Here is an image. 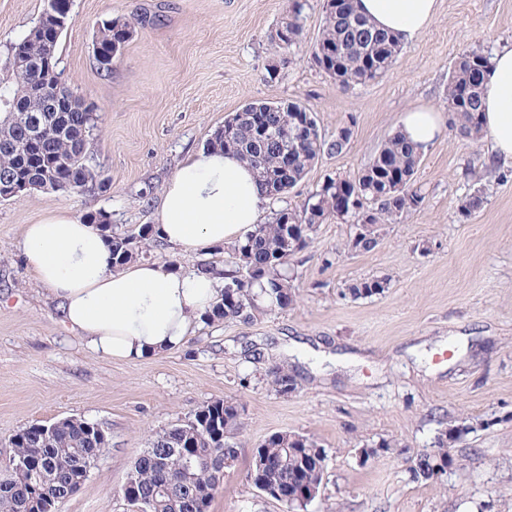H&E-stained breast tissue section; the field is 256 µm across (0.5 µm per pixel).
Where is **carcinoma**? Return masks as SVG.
Segmentation results:
<instances>
[{
	"label": "carcinoma",
	"mask_w": 512,
	"mask_h": 512,
	"mask_svg": "<svg viewBox=\"0 0 512 512\" xmlns=\"http://www.w3.org/2000/svg\"><path fill=\"white\" fill-rule=\"evenodd\" d=\"M306 2L292 0L281 28L297 44L306 21ZM66 14L43 11L37 24L22 38L0 54V176H12L37 184L43 191L60 193L90 192L99 175L92 166L91 137L97 129L99 115L94 103L81 97L66 112L51 114L46 140L41 149H29V121L38 103L27 96L26 82L7 65L10 51H19L40 60L44 38L59 44L67 29ZM131 33L128 21L104 19L98 25L94 59L101 72L112 71L109 55L113 44L127 41ZM329 51L335 68L333 80L342 89L363 85L385 74L395 63L401 43L391 34L380 31L361 15L355 0L339 9L324 10L321 36L313 53ZM448 74V111L452 127L463 140L478 138L482 100L486 85L475 74H486L490 53L479 49L461 53ZM42 90L50 92L61 80L57 58L40 74ZM259 113L260 125L270 131H284L293 124V113L307 108L295 102H252L241 108L243 114L230 131L214 133L209 145L237 155L254 165L257 153L256 127L247 112ZM350 139L327 141L324 137H307L290 144L272 143L265 148L266 172L277 176L270 182L261 177L258 183L271 199L277 200L302 180L315 161L324 153H340ZM422 152L410 145L401 133H394L371 161L353 176L328 177L313 201L300 210L282 208L274 211L271 221L261 223L234 246V265L224 274V298L204 315L207 321L239 320L244 323L272 309H285L292 303V287L283 273L288 259L303 249L299 240L311 237L317 227L332 219L353 218L369 224L371 230L349 242L353 250L369 251L377 244V228L397 217L420 208L424 196L415 188ZM115 264L122 266L142 254V245L132 233L114 232L108 236ZM387 279L360 281L349 288L356 298H371L384 292ZM272 388L281 394L295 385L284 368L274 365L267 371ZM242 425V406L232 400H215L198 409L188 422L175 425L154 437L152 447L163 450L176 444L188 431L195 441L192 466L184 470L177 458L166 470L154 461L155 453L142 455L133 466L140 496L152 501L147 512H183V505L194 499L212 496L219 488L214 475V449L231 448L230 439ZM462 432L449 429L438 435L433 462L448 463V445L460 440ZM15 450L8 461L0 464V512H43L47 497L77 490L86 480L81 460L99 456L104 447L92 445L82 423H59L45 434L14 441ZM316 441L296 433L281 432L265 439L260 447L266 466H252L247 471L249 485L261 490L264 484H286L293 490L309 482L321 485L327 457L316 454ZM26 459H35L55 476L53 486H37L30 471L21 467Z\"/></svg>",
	"instance_id": "1"
}]
</instances>
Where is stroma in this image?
<instances>
[{"mask_svg": "<svg viewBox=\"0 0 512 512\" xmlns=\"http://www.w3.org/2000/svg\"><path fill=\"white\" fill-rule=\"evenodd\" d=\"M323 3L308 0L300 42L288 49L275 32L290 0H70L57 55L66 86L98 109L91 151L103 186L0 201V462L34 423L76 417L109 437L57 512H133L121 487L153 437L224 398L243 405L244 425L236 465L209 512H286L246 482L255 448L285 431L328 454L308 512H512V161L493 159L487 141L465 143L445 130L422 153L421 209L382 225L373 250L349 249L355 224L319 225L289 260L288 308L249 324L198 321L182 347L149 361L93 351L24 263L26 226L53 208L81 218L105 212L119 233L156 225L178 163L251 101L305 105L329 140L352 130L342 153L323 154L268 204L302 207L327 176L369 163L407 110L447 112L448 73L463 51L512 44V0H438L436 18L386 74L343 90L311 53ZM43 5L0 0V49L28 33ZM111 17L131 21L132 31L106 74L94 61L93 32ZM477 189L482 207L463 213ZM231 251L164 244L146 257L192 271L224 264ZM375 278L389 283L382 294L351 296L350 286ZM275 364L293 374L292 393L269 385ZM458 425L467 431L443 479H414L416 459ZM387 439L396 448L381 450ZM367 448L374 456H364Z\"/></svg>", "mask_w": 512, "mask_h": 512, "instance_id": "1", "label": "stroma"}]
</instances>
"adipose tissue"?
Segmentation results:
<instances>
[{"label":"adipose tissue","instance_id":"1","mask_svg":"<svg viewBox=\"0 0 512 512\" xmlns=\"http://www.w3.org/2000/svg\"><path fill=\"white\" fill-rule=\"evenodd\" d=\"M375 27L407 42L434 20L437 0H357ZM401 133L421 149L443 132L435 110L406 112ZM481 136L494 156L512 159V46L496 50L486 74ZM268 202L252 169L236 155L202 149L181 161L166 182L157 234L171 247L204 249L244 239ZM23 255L59 302L66 324L98 353L140 361L182 345L194 320L222 300L224 278L136 260L115 267L106 237L66 209L27 225Z\"/></svg>","mask_w":512,"mask_h":512}]
</instances>
